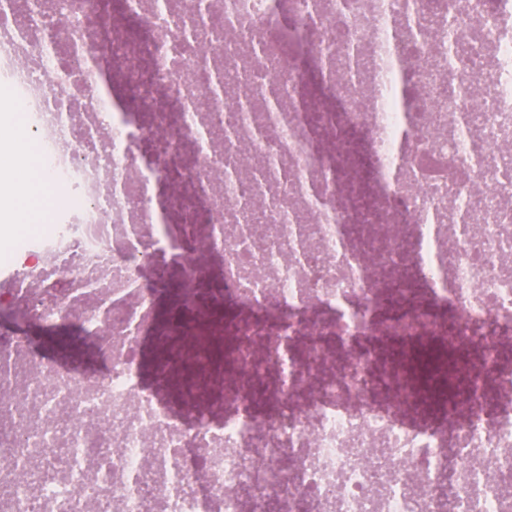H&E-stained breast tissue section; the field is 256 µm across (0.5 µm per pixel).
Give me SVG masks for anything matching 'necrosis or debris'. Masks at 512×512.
I'll return each instance as SVG.
<instances>
[{"instance_id":"4bbe7bcc","label":"necrosis or debris","mask_w":512,"mask_h":512,"mask_svg":"<svg viewBox=\"0 0 512 512\" xmlns=\"http://www.w3.org/2000/svg\"><path fill=\"white\" fill-rule=\"evenodd\" d=\"M74 2L0 0L52 193L0 320L94 356L0 331V512H512V0ZM170 264L243 313L232 384L144 374ZM443 331L436 415L355 348ZM17 331L19 336H24L25 338L40 345L47 355H53L58 350L45 338L47 329L35 323L33 320L20 325L17 328Z\"/></svg>"}]
</instances>
